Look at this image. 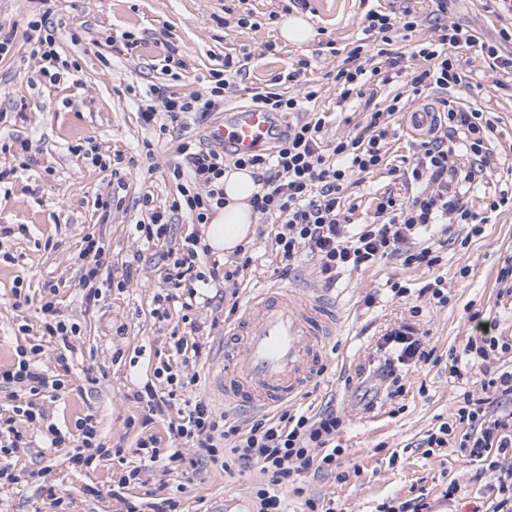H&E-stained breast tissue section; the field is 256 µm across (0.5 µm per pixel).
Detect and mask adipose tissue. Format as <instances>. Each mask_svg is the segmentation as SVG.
<instances>
[{
  "instance_id": "1",
  "label": "adipose tissue",
  "mask_w": 512,
  "mask_h": 512,
  "mask_svg": "<svg viewBox=\"0 0 512 512\" xmlns=\"http://www.w3.org/2000/svg\"><path fill=\"white\" fill-rule=\"evenodd\" d=\"M251 173L228 168L224 173L225 204L205 228L204 241L215 252L232 254L253 233L254 213L249 200L255 192Z\"/></svg>"
}]
</instances>
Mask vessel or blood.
Wrapping results in <instances>:
<instances>
[{"instance_id": "1", "label": "vessel or blood", "mask_w": 512, "mask_h": 512, "mask_svg": "<svg viewBox=\"0 0 512 512\" xmlns=\"http://www.w3.org/2000/svg\"><path fill=\"white\" fill-rule=\"evenodd\" d=\"M435 123L424 105L406 114L407 128L424 136ZM273 113L239 108L227 114L218 135L226 150L250 154L266 146ZM341 312L325 288L313 281L253 292L224 339V362L211 374L226 401L273 408L297 398L319 375L324 347L335 336Z\"/></svg>"}]
</instances>
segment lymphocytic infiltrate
Wrapping results in <instances>:
<instances>
[{
  "mask_svg": "<svg viewBox=\"0 0 512 512\" xmlns=\"http://www.w3.org/2000/svg\"><path fill=\"white\" fill-rule=\"evenodd\" d=\"M434 5L433 35L411 57L397 47L395 40L398 31L412 32L417 27L410 8L395 13L372 7L365 12L363 32L378 41L379 48L373 58L361 44L349 51L335 76L340 100L364 97L366 85L374 77L385 84L396 78L406 79L416 96L458 86L465 79L460 68V51L464 48H479L486 54L492 72H512V26L501 27L497 43L489 45L462 24H445L448 0H434ZM46 24L42 14H33L29 20V56L39 63L43 76L56 80L60 77L61 54ZM417 57L423 59V66H414ZM233 65L228 56L223 69L211 70L208 97L152 87L139 100L143 125H156L161 131L177 134L176 158L167 167L177 193L168 206L152 208L148 223L135 224V235L146 242L166 240L171 224L180 215L194 224L209 223L212 214L224 206V168L228 165L251 169L258 189L250 204L263 222L277 227L274 242L282 272L290 273L298 259L307 255L315 258L319 277L327 285L344 272L368 269L385 260H396L406 267H435L441 257L436 249L418 246L422 232L434 227L445 236L452 226L462 224L474 237L482 232L486 212L512 206V191L506 189L489 195L484 211L470 206L466 188L480 180L491 164L487 145L496 122L481 107H463L445 99L437 130L419 141L401 173L411 188L410 194L384 193L364 222H355L347 191L354 176L386 166L389 128L392 116L400 110L398 103L371 109L359 131L333 142L325 139L324 118L314 116L285 125L274 134L270 148L248 155L230 153L218 139L189 135L186 119L191 114L203 118L218 109L224 101L225 71ZM309 68V61L301 59L285 76L286 81L301 86L302 97L263 89L252 93V105L278 116L300 111L302 101L317 96L307 78ZM235 253L232 264L206 263V249L200 248L198 237L189 236L164 255V285L175 290L184 311L181 327L171 331L182 369L167 373V392H158L148 384L144 393L150 414L160 416L174 408L178 392L191 393L192 398L183 408H176V419L168 423L169 448H159L155 436L140 438L135 448L138 466L117 472L111 493L125 512H139L125 491L139 483L144 468L166 472L176 469L184 461L183 449L187 446L199 449L214 468L259 470L264 479L250 490L254 512H288L285 490L298 487L309 472L332 473L340 465L342 451L336 446V434L343 420L333 410L313 414L281 410L271 415L259 411L244 425L230 412L216 411L195 395L200 378L193 368L202 359L203 348L196 339L200 325L191 313L203 288L218 280L237 283L241 272L252 263L248 246H238ZM79 256L83 260L79 285L87 303H97L106 264L102 241L92 234L84 236ZM498 345L496 337L482 336L469 339L464 348L465 354L476 355L481 361L483 394L477 398L463 392L457 409V422L467 427L459 449L473 459L512 455V370L495 369L487 363L489 350ZM381 348L388 356L375 374L385 385L384 400L390 403L406 392L404 370L428 363L433 351L408 325L384 334ZM40 353L37 344L28 350L19 349L13 364L0 367V388L8 389L13 402L11 415L0 420L1 482L20 483L21 476L11 458L18 449L32 447L38 438L50 449L68 447V464L80 472L94 470L101 461L123 455L122 449L106 445L98 421L91 415L77 422L73 436L52 424L36 435L20 430V423L32 425L40 418L33 396L48 389L61 391L68 383L67 354L57 353L49 365Z\"/></svg>",
  "mask_w": 512,
  "mask_h": 512,
  "instance_id": "f902f5d3",
  "label": "lymphocytic infiltrate"
}]
</instances>
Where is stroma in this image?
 Masks as SVG:
<instances>
[{
	"label": "stroma",
	"instance_id": "1",
	"mask_svg": "<svg viewBox=\"0 0 512 512\" xmlns=\"http://www.w3.org/2000/svg\"><path fill=\"white\" fill-rule=\"evenodd\" d=\"M280 0H0V30L13 32V49L0 59V170L17 174L0 185V365L10 363L17 349L42 345L47 358L63 347L72 351L71 382L65 393L45 391L34 403L45 422L59 428L75 427L86 414H95L109 446L133 448L148 413L137 391L153 381L154 372L171 361L174 352L169 326L153 315V298L162 291L163 261L167 245L144 244L131 226L146 220L143 195L165 205L176 193L166 175L177 142L158 128L142 125L132 101V90L172 86L182 93H206L210 70L232 55L245 68L230 76L224 103L209 119L188 118L194 133L205 135L224 122V114L249 104V88L267 87L290 95L299 86L283 79L292 63H311L310 79L318 91L308 112L324 114L326 138L351 134L365 115L362 104L338 98L334 76L348 52L363 36V6L359 0H307L304 10L314 37L298 45L282 41ZM48 12L68 63L61 81L52 83L25 55V30L31 13ZM258 27L242 25L246 16ZM448 22L468 23L482 40L492 39L501 20L485 0H450ZM130 32L139 41L133 55L112 51L108 36ZM176 48L186 65L183 78L171 82L162 67L169 48ZM471 70V85L453 90L464 106L480 105L498 118L499 141L512 140V75L495 78L488 73L480 52L464 55ZM151 143L155 170L146 166L124 171L123 203L109 217L96 211L93 200L112 192V166L117 158L140 154ZM82 153H72V146ZM105 245L108 284L94 305H87L79 288V252L86 234ZM442 261L427 269L407 268L391 260L374 267L343 273L332 286L346 320L326 345V370L308 388L300 406L314 411L331 407L346 416L347 426L336 438L343 448L338 472L307 475L302 493L288 492V512H306L305 501H334L336 512H377L382 502L410 497L425 489L432 512H489L495 500L498 469L471 460L456 449L436 458L423 455L419 444L429 430L453 421L463 392L481 396L479 375L459 381L450 371V351H462L479 333L482 320L495 322V334L512 345V296L501 294L497 281L505 265L512 264V207L491 215L481 235L467 245L445 243ZM136 260V272L126 288L125 263ZM313 262H302L283 275L272 237L257 240L253 262L241 275L237 291L207 289V302L197 311L202 326L224 321L233 297L247 298L253 288L275 282L290 286L316 279ZM442 278L448 302L438 305L416 292ZM402 280L412 294L393 297L390 284ZM59 290L61 313L78 333L69 341L43 336L41 295L46 285ZM24 303H17V296ZM419 306L418 317L409 310ZM415 321L436 350L437 362L409 370L407 393L399 404L377 402L363 408L362 394L375 386L358 369L380 357L376 342L387 329ZM202 336L207 358L195 366L200 376L197 393L216 410L224 404L213 389L209 370L224 349L222 329ZM135 426H127V419ZM185 461L173 472L143 471L130 497L148 512L151 503L174 498L181 512H242L250 486L259 483V470L225 472L200 462L195 449L184 451ZM18 471L50 467L49 483L62 486L74 497L72 512H114L112 474L115 461L102 462L94 472L71 471L65 449L44 462L36 449H19L13 459ZM459 492L445 499L448 485ZM37 484L0 488V512H50Z\"/></svg>",
	"mask_w": 512,
	"mask_h": 512
}]
</instances>
